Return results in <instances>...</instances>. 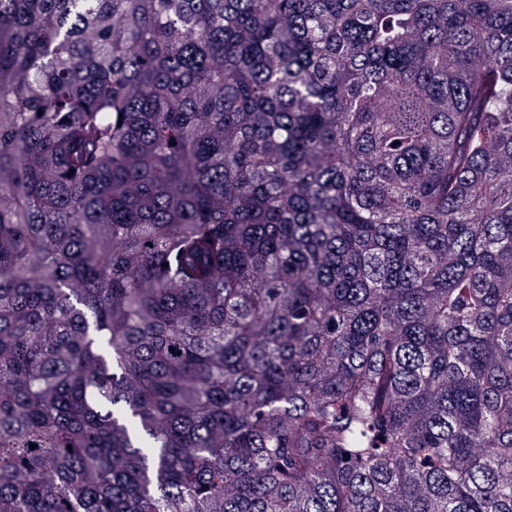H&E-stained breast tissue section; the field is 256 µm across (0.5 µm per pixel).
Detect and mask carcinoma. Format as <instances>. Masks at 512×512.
<instances>
[{
    "label": "carcinoma",
    "instance_id": "obj_1",
    "mask_svg": "<svg viewBox=\"0 0 512 512\" xmlns=\"http://www.w3.org/2000/svg\"><path fill=\"white\" fill-rule=\"evenodd\" d=\"M0 512H512V0H0Z\"/></svg>",
    "mask_w": 512,
    "mask_h": 512
}]
</instances>
